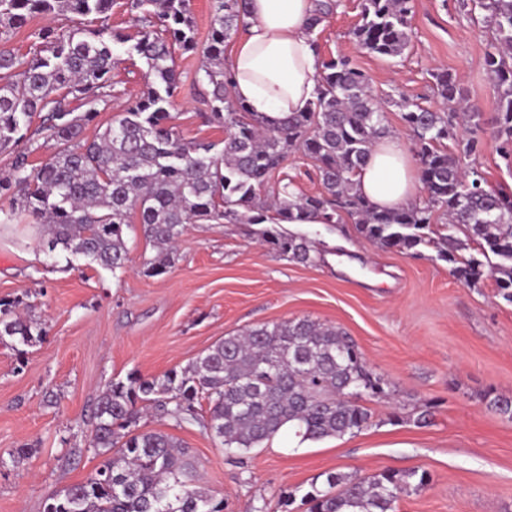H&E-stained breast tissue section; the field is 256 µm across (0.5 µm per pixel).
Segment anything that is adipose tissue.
<instances>
[{"instance_id": "obj_1", "label": "adipose tissue", "mask_w": 512, "mask_h": 512, "mask_svg": "<svg viewBox=\"0 0 512 512\" xmlns=\"http://www.w3.org/2000/svg\"><path fill=\"white\" fill-rule=\"evenodd\" d=\"M316 0H248L247 25L231 52V93L269 119L301 112L316 96L318 60L308 22ZM418 172L405 145L377 141L356 178L358 191L381 209L414 203Z\"/></svg>"}]
</instances>
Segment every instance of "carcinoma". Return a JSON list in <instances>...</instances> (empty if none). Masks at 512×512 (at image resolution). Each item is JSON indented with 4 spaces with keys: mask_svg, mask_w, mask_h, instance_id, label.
I'll list each match as a JSON object with an SVG mask.
<instances>
[{
    "mask_svg": "<svg viewBox=\"0 0 512 512\" xmlns=\"http://www.w3.org/2000/svg\"><path fill=\"white\" fill-rule=\"evenodd\" d=\"M116 0H0V37L35 16H95L94 29L64 35L51 26L32 33L21 55L0 46V150L18 145L33 119L52 150L37 169L28 149L15 152L0 176V197L11 209L3 223L24 215L42 226L39 247L49 258L83 260L122 269L128 249L124 228L138 223L158 254L144 273L159 276L173 261L186 226L200 222L266 224L263 241L279 254L312 263L301 234L279 225L320 215L327 224L350 221L362 237L410 254L432 245L450 272L469 284L495 281L512 304V192L491 187L467 162L479 154L485 123L456 75L431 73L440 103L433 110L401 99L412 134L424 197L408 207L380 210L356 190L355 177L376 140L390 133L369 78L347 56L319 59L317 96L308 110L269 121L230 95L226 43L246 26L247 0H212L210 38L203 54L201 97L208 120L224 127L223 147L182 139L169 112L178 85L175 49L198 48L191 0H127L140 23L133 46L148 67L145 90L105 123L91 141L83 131L111 96L122 36L108 26ZM494 41L485 70L496 91L493 134L499 152L512 157V0H472ZM336 9L321 0L309 23L315 29ZM414 0H361L352 37L366 53L398 57L409 46ZM291 150L311 158L321 192L296 191L294 180L262 194ZM443 233L429 236L438 220ZM476 244L486 266L462 251ZM21 303L0 301V338L31 346L44 335L32 315L12 316ZM388 384L371 372L344 332L309 319L263 325L214 343L181 372L162 378L130 376L101 392L93 411L91 447L103 457L86 480L49 498L43 512H224V504L198 486L197 466L175 437L137 429L142 402H153L176 425L197 424L224 451L244 456L282 429L300 441L353 434L371 420L363 400L388 396ZM208 410L202 411L201 401ZM426 473L383 471L367 478L326 473L301 498L308 512H395L408 487H423Z\"/></svg>",
    "mask_w": 512,
    "mask_h": 512,
    "instance_id": "1",
    "label": "carcinoma"
}]
</instances>
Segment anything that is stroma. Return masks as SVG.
Listing matches in <instances>:
<instances>
[{"label":"stroma","instance_id":"1","mask_svg":"<svg viewBox=\"0 0 512 512\" xmlns=\"http://www.w3.org/2000/svg\"><path fill=\"white\" fill-rule=\"evenodd\" d=\"M339 6L316 29L322 56H350L371 78L391 135L411 136L401 97L432 98L431 74L457 75L485 118L495 92L484 69L491 32L474 23L460 0H415L410 44L398 58L361 51L350 30L360 0ZM121 34L112 46V96L87 126L123 111L145 86L147 66L132 50L138 28L121 8L109 20ZM180 84L171 107L187 141L221 144L208 122L198 80L201 52L175 55ZM312 243L304 265L260 244L261 226L191 224L167 272L149 277L155 249L128 230V260L111 272L39 251V227L0 224V300L22 299L44 328L41 342L18 354L0 342V455L26 454L0 465V512H43L58 490L84 481L100 465L91 446L96 398L132 375L181 370L217 340L263 324L308 318L344 331L389 395L370 403L368 427L342 437L299 441L280 431L244 463L227 458L201 428H178L146 406L139 430L178 438L199 466L202 488L224 512H281L280 498L301 497L324 473L361 478L381 471L427 473L398 512H512V420L487 409L484 396L512 399V304L492 279L467 284L434 249L411 255L361 237L353 224H296ZM428 424H416L421 411Z\"/></svg>","mask_w":512,"mask_h":512}]
</instances>
